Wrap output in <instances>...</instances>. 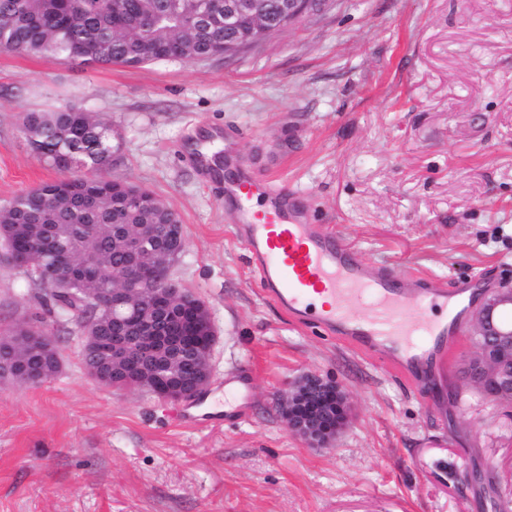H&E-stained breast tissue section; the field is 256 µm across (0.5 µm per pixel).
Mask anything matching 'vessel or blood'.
<instances>
[{
    "label": "vessel or blood",
    "mask_w": 512,
    "mask_h": 512,
    "mask_svg": "<svg viewBox=\"0 0 512 512\" xmlns=\"http://www.w3.org/2000/svg\"><path fill=\"white\" fill-rule=\"evenodd\" d=\"M264 296L294 320L336 335L390 363L402 381L425 387L448 368L460 341L457 290L374 271L267 181L247 176L227 192ZM327 297L310 313L313 296Z\"/></svg>",
    "instance_id": "vessel-or-blood-1"
}]
</instances>
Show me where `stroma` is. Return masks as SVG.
Returning a JSON list of instances; mask_svg holds the SVG:
<instances>
[{
    "label": "stroma",
    "instance_id": "35a3bbf8",
    "mask_svg": "<svg viewBox=\"0 0 512 512\" xmlns=\"http://www.w3.org/2000/svg\"><path fill=\"white\" fill-rule=\"evenodd\" d=\"M75 103L122 138L109 170L180 216L173 268L218 328L203 397L103 387L84 337L0 267V334L39 324L62 367L0 384V512H504L512 407L468 385L462 340L434 392L291 321L259 288L223 183L197 171L214 137L238 174L294 195L372 269L450 288L512 284V0H327L237 54L85 66L0 54V206L56 172L21 113ZM250 409L210 412L226 375ZM317 374L349 393L336 439L311 448L280 404Z\"/></svg>",
    "mask_w": 512,
    "mask_h": 512
}]
</instances>
